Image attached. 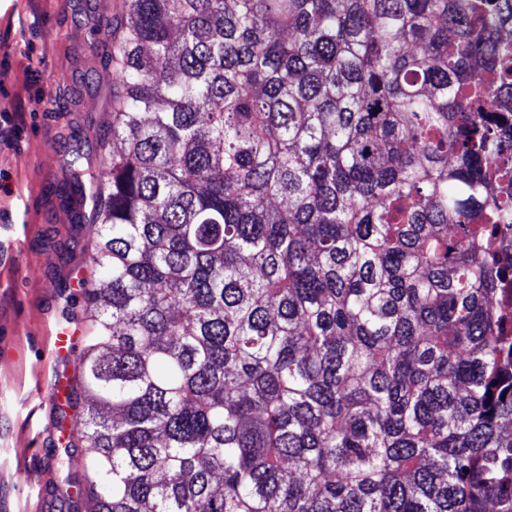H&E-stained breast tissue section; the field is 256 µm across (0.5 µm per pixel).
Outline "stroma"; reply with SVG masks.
I'll use <instances>...</instances> for the list:
<instances>
[{
	"mask_svg": "<svg viewBox=\"0 0 512 512\" xmlns=\"http://www.w3.org/2000/svg\"><path fill=\"white\" fill-rule=\"evenodd\" d=\"M113 0H0V512H85L67 489L83 483L66 454V416L47 409L48 383L76 382L75 353L58 358L63 285L94 271L89 227L61 206L66 158L99 164L112 138L105 61L86 42Z\"/></svg>",
	"mask_w": 512,
	"mask_h": 512,
	"instance_id": "stroma-1",
	"label": "stroma"
}]
</instances>
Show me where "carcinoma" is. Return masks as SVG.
I'll use <instances>...</instances> for the list:
<instances>
[{
  "label": "carcinoma",
  "mask_w": 512,
  "mask_h": 512,
  "mask_svg": "<svg viewBox=\"0 0 512 512\" xmlns=\"http://www.w3.org/2000/svg\"><path fill=\"white\" fill-rule=\"evenodd\" d=\"M78 150L92 512H512L504 0H120Z\"/></svg>",
  "instance_id": "1"
}]
</instances>
